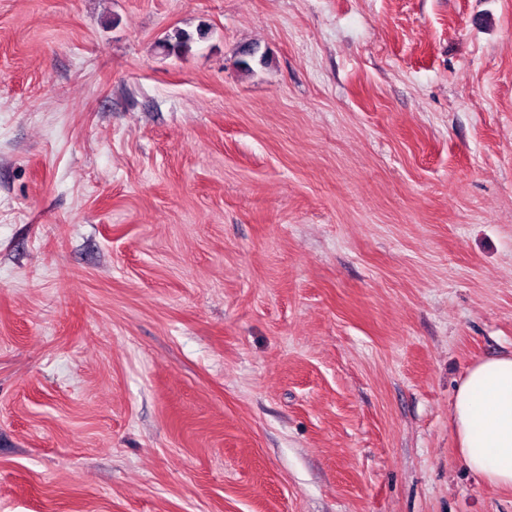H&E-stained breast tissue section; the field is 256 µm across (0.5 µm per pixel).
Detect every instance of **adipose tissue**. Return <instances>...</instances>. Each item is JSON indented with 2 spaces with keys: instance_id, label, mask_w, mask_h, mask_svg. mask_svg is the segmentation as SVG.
<instances>
[{
  "instance_id": "obj_1",
  "label": "adipose tissue",
  "mask_w": 512,
  "mask_h": 512,
  "mask_svg": "<svg viewBox=\"0 0 512 512\" xmlns=\"http://www.w3.org/2000/svg\"><path fill=\"white\" fill-rule=\"evenodd\" d=\"M466 467L498 487H512V355L474 364L453 403Z\"/></svg>"
}]
</instances>
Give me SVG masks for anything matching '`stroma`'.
I'll list each match as a JSON object with an SVG mask.
<instances>
[{"mask_svg": "<svg viewBox=\"0 0 512 512\" xmlns=\"http://www.w3.org/2000/svg\"><path fill=\"white\" fill-rule=\"evenodd\" d=\"M511 353L512 0H0V512H512ZM466 467L498 487H512V355L474 364L453 403Z\"/></svg>", "mask_w": 512, "mask_h": 512, "instance_id": "stroma-1", "label": "stroma"}]
</instances>
